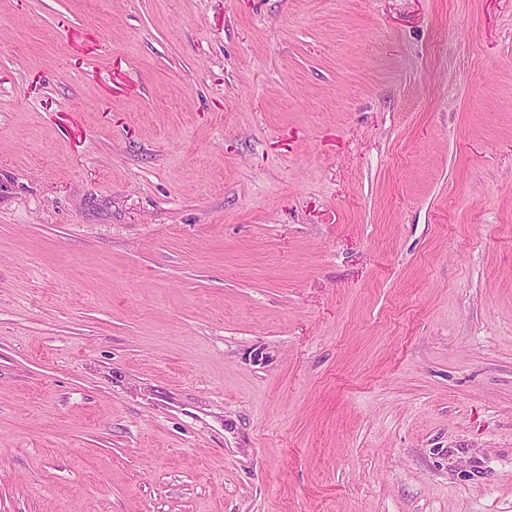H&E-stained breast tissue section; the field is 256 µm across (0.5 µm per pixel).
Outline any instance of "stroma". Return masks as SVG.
<instances>
[{
    "instance_id": "obj_1",
    "label": "stroma",
    "mask_w": 512,
    "mask_h": 512,
    "mask_svg": "<svg viewBox=\"0 0 512 512\" xmlns=\"http://www.w3.org/2000/svg\"><path fill=\"white\" fill-rule=\"evenodd\" d=\"M0 512H512V0H0Z\"/></svg>"
}]
</instances>
